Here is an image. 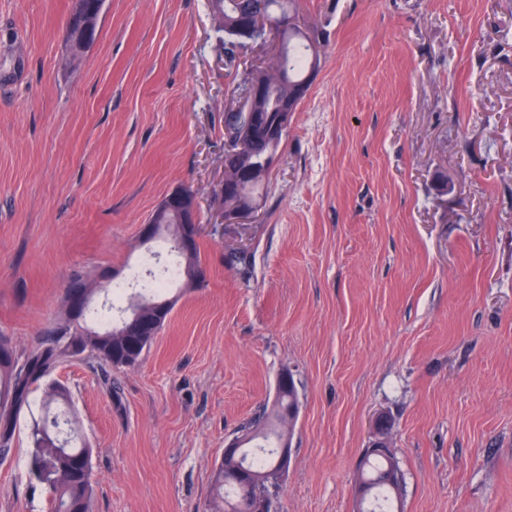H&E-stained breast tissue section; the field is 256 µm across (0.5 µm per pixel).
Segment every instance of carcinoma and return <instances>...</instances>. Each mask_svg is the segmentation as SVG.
<instances>
[{
	"mask_svg": "<svg viewBox=\"0 0 512 512\" xmlns=\"http://www.w3.org/2000/svg\"><path fill=\"white\" fill-rule=\"evenodd\" d=\"M217 29L224 33V78L237 93L247 74L239 71V53L246 43L235 36V28L243 20L264 16L273 25L262 30L259 38L267 41L282 36L280 52L269 68L262 73L267 88L255 103L253 111L275 114L288 107L297 108L301 98L296 90L307 83L312 57H321L325 44L313 47L301 28L279 34L275 22L279 17H299L300 0H209ZM281 142L262 135L249 138V153L243 155L233 148L224 149V176L232 177L252 162L274 163ZM264 184L238 181L234 188L224 192V207L233 208L246 196L263 195ZM168 224L161 229L159 239L176 257V279L185 286L198 288L205 280L198 247L184 254L177 244L176 220L167 216ZM165 283L155 278L151 287H141L138 309L142 313L121 310L116 323H108L113 305L105 302L101 308L89 306L86 319L104 322L99 329L88 322L82 323L81 335H73L70 325L57 318L44 329L34 344L20 350L9 336L0 334V349L8 346L10 355L0 356V458L12 451L15 430L21 413L32 411L30 395L33 389L43 387L40 416L31 417L27 433V458L30 482L44 491L50 503V512H86L93 506L94 479L92 448L82 438L77 414L72 408L69 390L52 379L63 364L74 361L70 344L78 341L84 356L96 360L103 368L120 370L122 360L136 364L144 351L152 345L167 322L174 302L161 296ZM298 409L296 386L277 387L271 407H262L240 429L236 437L239 450L221 457L212 476V508L210 512H237L239 485L255 482L273 468L275 449L288 438L291 410ZM362 474L371 480L387 469L394 471L392 483L374 485L365 512H401L398 503L403 493V476L394 453L371 452L359 463Z\"/></svg>",
	"mask_w": 512,
	"mask_h": 512,
	"instance_id": "obj_1",
	"label": "carcinoma"
}]
</instances>
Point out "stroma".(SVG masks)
<instances>
[{
	"label": "stroma",
	"instance_id": "stroma-1",
	"mask_svg": "<svg viewBox=\"0 0 512 512\" xmlns=\"http://www.w3.org/2000/svg\"><path fill=\"white\" fill-rule=\"evenodd\" d=\"M300 2L326 31L319 71L258 215L217 235L232 95L207 0H107L77 67L72 0H0V333L29 347L75 274L151 268L141 227L188 186L205 287L134 366L54 374L94 450V512H203L284 370L280 512H355L380 416L403 512H512V0ZM28 421L0 512H49Z\"/></svg>",
	"mask_w": 512,
	"mask_h": 512
}]
</instances>
